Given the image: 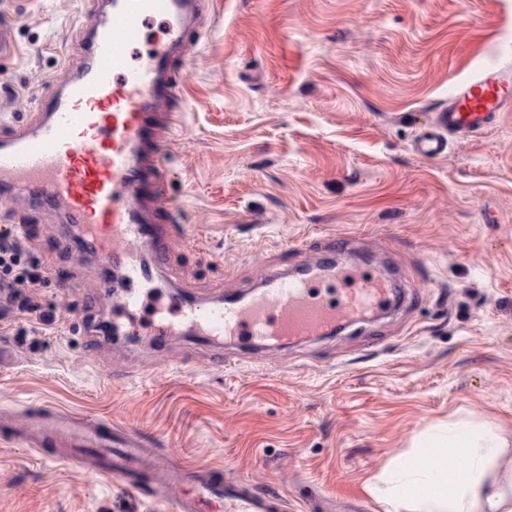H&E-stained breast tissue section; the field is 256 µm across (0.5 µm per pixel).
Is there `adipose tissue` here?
<instances>
[{
    "instance_id": "obj_1",
    "label": "adipose tissue",
    "mask_w": 512,
    "mask_h": 512,
    "mask_svg": "<svg viewBox=\"0 0 512 512\" xmlns=\"http://www.w3.org/2000/svg\"><path fill=\"white\" fill-rule=\"evenodd\" d=\"M505 446L488 421L434 429L393 460L371 492L384 512H512V468L492 474Z\"/></svg>"
}]
</instances>
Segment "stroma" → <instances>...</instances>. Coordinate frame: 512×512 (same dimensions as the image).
Returning <instances> with one entry per match:
<instances>
[{"label":"stroma","instance_id":"1","mask_svg":"<svg viewBox=\"0 0 512 512\" xmlns=\"http://www.w3.org/2000/svg\"><path fill=\"white\" fill-rule=\"evenodd\" d=\"M0 135L28 127L82 60L94 0H0ZM512 66V0H209L172 73L163 162L176 223L161 294H247L315 262L329 241L364 252L404 296L390 312L283 346L183 333L150 340L153 302L115 344L107 267L82 260L56 213L0 195V226L36 224L39 290L61 312L0 323V512H174L202 478L249 477L285 512H382L369 486L414 439L488 421L512 459V112L417 153L455 83ZM140 437L138 490L99 455L24 444L45 408Z\"/></svg>","mask_w":512,"mask_h":512}]
</instances>
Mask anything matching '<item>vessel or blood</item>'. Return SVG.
Returning a JSON list of instances; mask_svg holds the SVG:
<instances>
[{
	"instance_id": "b4317fda",
	"label": "vessel or blood",
	"mask_w": 512,
	"mask_h": 512,
	"mask_svg": "<svg viewBox=\"0 0 512 512\" xmlns=\"http://www.w3.org/2000/svg\"><path fill=\"white\" fill-rule=\"evenodd\" d=\"M203 0H105L89 29L87 54L44 100L35 126L0 138V186L31 191L64 223L82 225L101 247V259L124 269L119 284L122 308L136 309L167 264V242L186 234L184 225L148 221L143 204L168 207L164 144L157 133V111L174 87L170 55L195 24ZM164 18L165 41L132 56L144 22ZM512 110V70L489 66L459 81L437 130L424 133L418 152L443 154L447 134L486 130L498 113ZM152 253V264L135 260L137 250ZM390 296L381 275L332 269L321 278L270 277L243 301L195 302L173 296V313L154 325L164 339L182 326L217 339L251 343L317 336L352 316L385 308ZM29 443L54 444L58 459L72 448H102L109 454L106 475L141 464V442L130 432L95 418L72 423L66 415L35 423ZM279 496L255 489L249 478L199 482L175 501L176 512H275Z\"/></svg>"
}]
</instances>
